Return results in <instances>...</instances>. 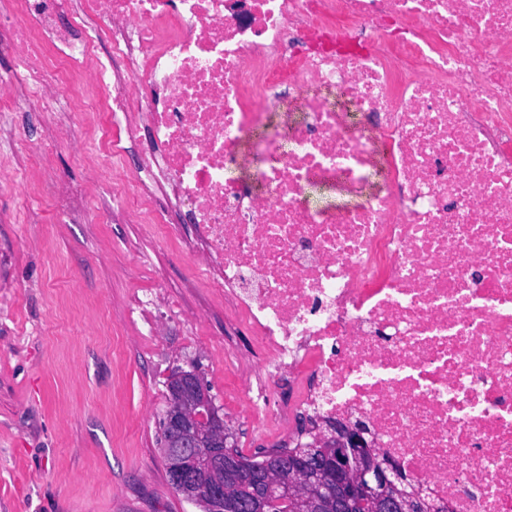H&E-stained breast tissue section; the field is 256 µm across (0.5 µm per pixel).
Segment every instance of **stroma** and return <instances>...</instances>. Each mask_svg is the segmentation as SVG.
<instances>
[{"label": "stroma", "mask_w": 512, "mask_h": 512, "mask_svg": "<svg viewBox=\"0 0 512 512\" xmlns=\"http://www.w3.org/2000/svg\"><path fill=\"white\" fill-rule=\"evenodd\" d=\"M97 221L59 224L47 197L27 224L0 189V512H201L170 485L159 451L167 380L194 370L247 456L278 445L240 396L258 368L182 242ZM164 284L184 313L158 335L133 311Z\"/></svg>", "instance_id": "obj_1"}]
</instances>
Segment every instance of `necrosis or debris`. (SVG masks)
Wrapping results in <instances>:
<instances>
[{"label":"necrosis or debris","mask_w":512,"mask_h":512,"mask_svg":"<svg viewBox=\"0 0 512 512\" xmlns=\"http://www.w3.org/2000/svg\"><path fill=\"white\" fill-rule=\"evenodd\" d=\"M2 56L0 187L191 225L251 415L363 421L435 506L512 512V0H0Z\"/></svg>","instance_id":"obj_1"}]
</instances>
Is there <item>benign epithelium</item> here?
Wrapping results in <instances>:
<instances>
[{"instance_id": "1", "label": "benign epithelium", "mask_w": 512, "mask_h": 512, "mask_svg": "<svg viewBox=\"0 0 512 512\" xmlns=\"http://www.w3.org/2000/svg\"><path fill=\"white\" fill-rule=\"evenodd\" d=\"M327 433L289 454H266L259 463L241 458L228 423L214 409L208 389L193 371L170 378L160 420L168 447L172 488L208 512H266L297 501L302 512H433L427 499L396 490L403 469L379 456L361 423L329 421ZM244 484L250 495L232 489Z\"/></svg>"}]
</instances>
